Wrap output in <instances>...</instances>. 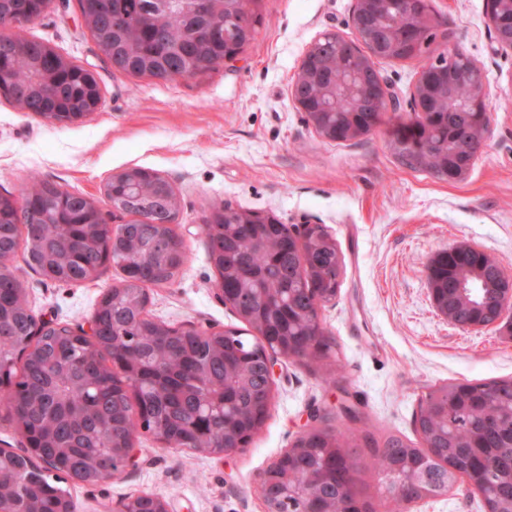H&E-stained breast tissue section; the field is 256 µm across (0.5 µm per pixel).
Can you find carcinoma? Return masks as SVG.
<instances>
[{"mask_svg":"<svg viewBox=\"0 0 512 512\" xmlns=\"http://www.w3.org/2000/svg\"><path fill=\"white\" fill-rule=\"evenodd\" d=\"M41 0H4L0 27L40 16ZM99 50L135 76L157 77L169 72L203 70V61L222 62L245 50L262 23L259 0H208L199 12L197 0H94ZM434 15L431 0L412 5L398 0L385 10L384 23L397 36L395 59H418L430 53L437 30L418 36L411 21ZM327 80L341 81L349 58L331 53ZM460 62L443 51L422 65L430 82L446 66ZM57 69L46 43L24 37L0 42V89L14 102L25 98L41 112H90L101 102L85 69H71L49 83L45 73ZM323 116L326 136L345 141L357 126L370 134L384 119L382 112H349L347 101ZM471 112H431L394 128L393 142L408 167L448 178V166L470 167L477 149L457 151V142L478 144ZM36 191L25 206L0 211V224L15 226L23 237L26 263L46 279L81 282L85 272L101 263L92 249L68 252L65 240L83 235V204L67 190L33 176ZM174 194L157 173L135 168L112 184V206L150 219L154 199ZM227 228L211 233L210 260L224 268L217 287L230 302L248 298L247 322L258 323L262 338L252 340L238 330L174 336L162 343L155 336L146 309L144 282H171L189 261L188 253L161 249L155 239L173 233L153 228L134 243L118 242L112 262L122 272V287L100 301L97 312L102 335L95 342L69 325L47 331L19 371L17 383L0 384V399L22 426L32 448L28 455L0 459V469L22 473L25 480L0 485V498L16 512H71L70 492L61 486L74 475L85 483L100 478L98 458H115L140 422L161 429L178 445L209 448L219 438L234 440L263 427L272 398L268 396L258 350L309 348V360L327 358L328 344L312 342L319 325L320 304L331 300L339 286L342 258L333 239L320 228L296 247L288 225L279 221L244 223L239 212L222 208ZM500 261L486 252L465 253L440 262L439 287L454 293L461 280L485 283V293L499 288ZM31 309L22 283L11 271L0 274V358L10 359L29 343ZM138 407L142 421L129 416ZM414 424L431 453L391 436L375 449L376 469L389 481L385 501L389 512L403 504L440 495L465 473L482 488L492 512H512V377L489 382H447L433 386L419 402ZM355 436L323 429L298 441L293 454L283 453L268 471L264 494L285 485L270 502L276 512H316L336 498L348 512H368V503L349 493L350 474L357 463L349 451Z\"/></svg>","mask_w":512,"mask_h":512,"instance_id":"1","label":"carcinoma"}]
</instances>
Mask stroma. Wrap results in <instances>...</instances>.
Listing matches in <instances>:
<instances>
[{
  "instance_id": "1",
  "label": "stroma",
  "mask_w": 512,
  "mask_h": 512,
  "mask_svg": "<svg viewBox=\"0 0 512 512\" xmlns=\"http://www.w3.org/2000/svg\"><path fill=\"white\" fill-rule=\"evenodd\" d=\"M353 0H262L263 24L236 59L169 81L115 70L85 26L78 0H52L20 28L74 64L93 71L102 105L80 121L55 125L0 96V194L21 197L31 174L106 206L104 186L116 173L150 168L179 200L173 225L191 256L169 283L152 288L150 316L171 326L212 332L242 327L213 283L203 231L213 207L270 214L285 224H317L345 261L340 288L319 309L331 375L307 363L279 360L263 428L246 448L217 457L163 448L139 436L133 465L96 484L67 481L77 512H112L139 494L163 495L170 512H264L260 478L310 422L346 430L343 401L362 412L365 440L354 455V489L385 512L382 477L371 450L394 435L419 442L414 416L429 387L450 380L512 377V313L494 327L463 329L436 310L426 266L436 252L469 243L496 255L512 277V51L488 27L485 0H432L442 25L437 41L478 61L490 91V134L463 180L448 182L403 165L387 127L333 142L319 136L290 96V83L310 46L328 33L354 38ZM399 99L400 115L421 60H376ZM33 315L86 325L121 277L106 266L93 281L44 279L17 250L10 263ZM409 512H487L457 483Z\"/></svg>"
}]
</instances>
